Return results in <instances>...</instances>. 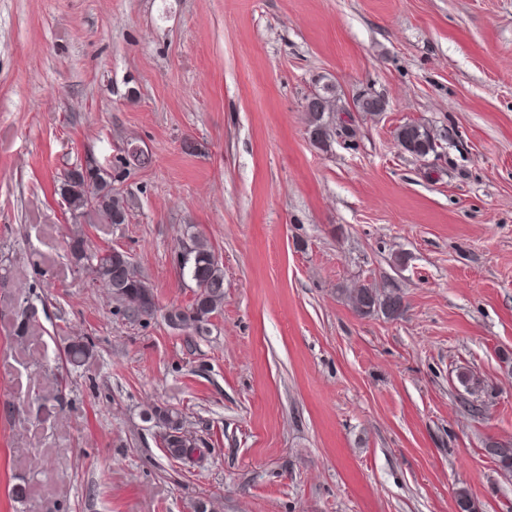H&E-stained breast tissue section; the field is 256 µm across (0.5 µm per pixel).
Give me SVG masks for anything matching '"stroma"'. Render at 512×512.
I'll return each mask as SVG.
<instances>
[{
	"label": "stroma",
	"mask_w": 512,
	"mask_h": 512,
	"mask_svg": "<svg viewBox=\"0 0 512 512\" xmlns=\"http://www.w3.org/2000/svg\"><path fill=\"white\" fill-rule=\"evenodd\" d=\"M327 81L353 132L322 150ZM88 160L129 205L88 243L129 252L153 317L70 258L57 179ZM194 232L224 270L202 334L167 321ZM1 269L0 512H456L461 487L512 512L485 452L512 446V0H0ZM363 285L402 315L359 316ZM318 95L328 103V106H320L318 102L309 96L305 99V109L308 112V133L311 142L320 149H327L334 135L347 136L349 128L347 126H333L335 112H344L345 108L341 105V97L335 84L324 83L316 89ZM336 102V110L334 108ZM395 138L404 151L415 158H425L436 152L431 131L418 122H407L396 128ZM147 419L160 429L161 447L168 459L185 460L198 448V439L186 430L184 418L178 410L155 407Z\"/></svg>",
	"instance_id": "1"
}]
</instances>
